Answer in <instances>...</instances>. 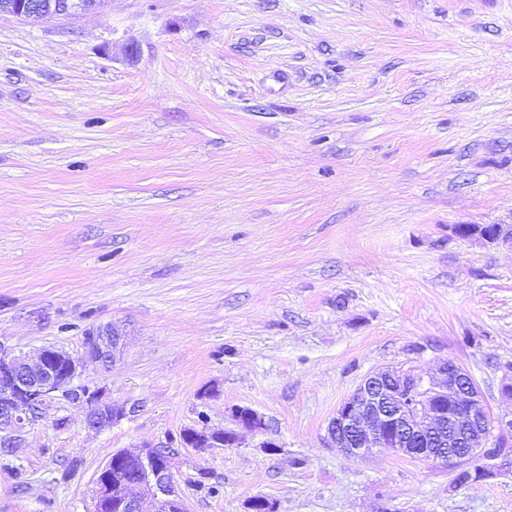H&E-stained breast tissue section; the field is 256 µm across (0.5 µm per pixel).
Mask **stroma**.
<instances>
[{
	"label": "stroma",
	"mask_w": 512,
	"mask_h": 512,
	"mask_svg": "<svg viewBox=\"0 0 512 512\" xmlns=\"http://www.w3.org/2000/svg\"><path fill=\"white\" fill-rule=\"evenodd\" d=\"M461 224H512V0L0 14V344L128 334L73 381L127 417L95 432L47 399L0 457V512H93L116 451L239 406L266 431L172 459L187 512H512V432L463 486L327 434L382 367L453 361L512 414V246Z\"/></svg>",
	"instance_id": "obj_1"
}]
</instances>
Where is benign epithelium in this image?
Returning a JSON list of instances; mask_svg holds the SVG:
<instances>
[{"instance_id":"7a95c632","label":"benign epithelium","mask_w":512,"mask_h":512,"mask_svg":"<svg viewBox=\"0 0 512 512\" xmlns=\"http://www.w3.org/2000/svg\"><path fill=\"white\" fill-rule=\"evenodd\" d=\"M102 0H66L52 5L44 0H0V13L28 21L47 15L76 17L96 10ZM457 233L479 237L490 244H512L510 224H461ZM126 333L114 324L89 330L83 340V355L76 358L62 349L43 347L36 354L15 355L0 346V445L14 448L20 434L34 421L33 410L59 392L76 394L87 406L86 424L100 431L126 416L124 407L103 403L89 387L63 391L65 381L79 375L84 363L102 367L123 353ZM466 372L452 361L443 363L438 376L427 381L399 369H381L369 374L355 393L337 410L328 426L332 446L362 458L374 448H391L418 460L439 461L460 472L461 467L488 459L486 443L494 427L512 430V419L493 421L473 383H462ZM236 423L262 433L267 424L249 407L232 413ZM181 448L233 447L239 444L234 431L201 429L191 439L178 436L167 444L147 443L130 452L138 471L132 480L112 481L107 476L97 485L95 504L116 507L115 512H185V503L172 471V444Z\"/></svg>"}]
</instances>
